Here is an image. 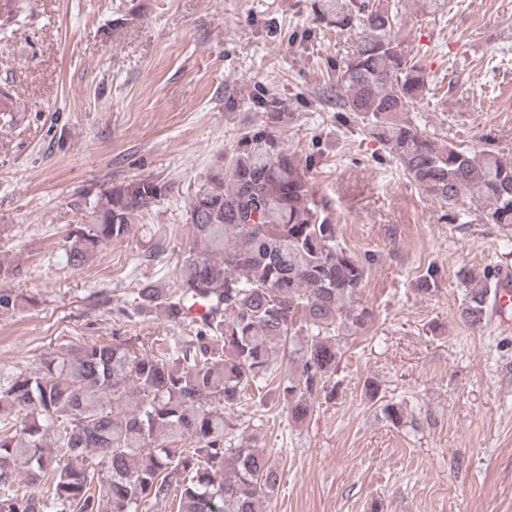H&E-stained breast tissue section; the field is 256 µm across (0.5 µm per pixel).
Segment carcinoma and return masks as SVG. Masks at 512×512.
<instances>
[{"instance_id":"cac0c4a2","label":"carcinoma","mask_w":512,"mask_h":512,"mask_svg":"<svg viewBox=\"0 0 512 512\" xmlns=\"http://www.w3.org/2000/svg\"><path fill=\"white\" fill-rule=\"evenodd\" d=\"M26 0H0V34L24 15ZM398 0H362L358 11L336 0V24L358 17L366 35L336 69V99L345 125H362L428 197L448 206L483 205L484 218L512 233V160L492 144L477 154L438 142L410 117L425 88L419 60L391 36ZM261 129L243 132L192 195L191 235L175 289H136L130 309H160L194 336L177 357L142 351L140 339L67 347L42 369L0 388V512H139L145 502L178 499V512H262L278 481L263 449L232 436L233 414L250 388L262 389L276 347L293 368L279 389L291 421L305 420L342 352L340 331L363 330L372 311L354 304L374 258L358 259L320 217L308 174L317 155L299 163L280 147L288 113L265 102ZM15 93L0 92V123L22 124ZM158 180L121 181L99 192L92 221L69 235L67 263L83 268L114 241L134 233L132 218L166 196ZM20 252H0V280L19 278ZM433 265L417 291L436 286ZM459 305L468 325L497 308L496 275L466 271ZM27 298L0 289V310ZM53 432L55 447L44 444ZM34 490L23 491L18 480Z\"/></svg>"}]
</instances>
